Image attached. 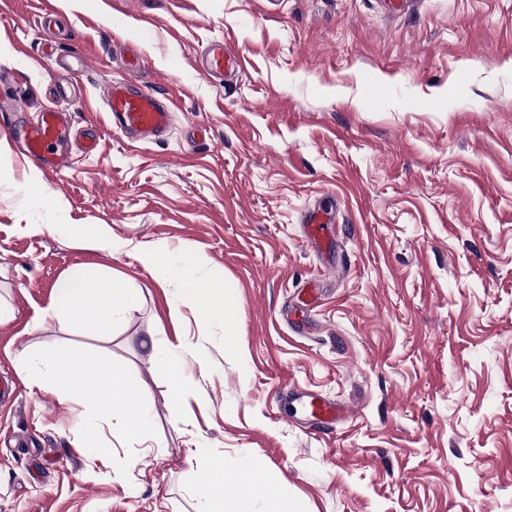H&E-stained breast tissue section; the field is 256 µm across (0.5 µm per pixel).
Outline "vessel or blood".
<instances>
[{"mask_svg":"<svg viewBox=\"0 0 512 512\" xmlns=\"http://www.w3.org/2000/svg\"><path fill=\"white\" fill-rule=\"evenodd\" d=\"M237 63L235 51L224 43H213L205 51V60L200 66L203 74L220 76ZM103 100L113 126L118 130L148 139L163 133L169 125L173 101L162 100L157 94L133 89L128 81H111L105 86ZM79 103L68 109L48 108L41 112L36 122L19 130L24 152L31 161L39 163L47 172L59 173L69 165L66 143L73 113L78 112ZM304 411L326 424L341 422L350 414L349 406L315 395H305Z\"/></svg>","mask_w":512,"mask_h":512,"instance_id":"obj_1","label":"vessel or blood"}]
</instances>
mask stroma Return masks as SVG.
I'll return each instance as SVG.
<instances>
[{
	"label": "stroma",
	"mask_w": 512,
	"mask_h": 512,
	"mask_svg": "<svg viewBox=\"0 0 512 512\" xmlns=\"http://www.w3.org/2000/svg\"><path fill=\"white\" fill-rule=\"evenodd\" d=\"M39 2L0 0V512H195L209 457L270 473L248 512L281 490L306 512H512V0L397 17L377 0H56L54 23ZM216 40L243 61L226 78L195 67ZM120 79L176 102L163 139L112 129L103 87ZM59 80L100 145L71 142L49 174L7 127L65 106ZM32 175L42 197L20 204ZM323 201L335 235L316 244L304 221ZM65 224L125 246L78 247ZM140 245L200 252L232 283L238 353L221 320L172 312ZM77 265L141 288L112 335L45 318ZM59 348L124 369L144 440L20 373L23 353ZM172 350L185 395L160 364ZM296 392L353 415L316 427ZM86 426L103 450L82 447Z\"/></svg>",
	"instance_id": "obj_1"
}]
</instances>
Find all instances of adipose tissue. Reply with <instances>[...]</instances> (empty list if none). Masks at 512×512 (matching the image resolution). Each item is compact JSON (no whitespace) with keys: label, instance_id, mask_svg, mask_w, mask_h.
I'll return each instance as SVG.
<instances>
[{"label":"adipose tissue","instance_id":"ef3b65f1","mask_svg":"<svg viewBox=\"0 0 512 512\" xmlns=\"http://www.w3.org/2000/svg\"><path fill=\"white\" fill-rule=\"evenodd\" d=\"M139 262L159 271L165 282L176 285L174 309L191 308L199 319H222L225 336L237 333L234 316L239 309L236 288L220 276L201 272L203 257L195 252H169L157 246L138 250ZM139 289L113 280L98 268L77 266L61 280L45 312L47 318L85 336H101L111 331L116 320L137 305ZM81 351L60 353L38 350L32 355L34 381L43 388L59 389L78 400H93L100 411L120 417L126 433L141 438L147 426V415L139 393L119 369L94 378L83 371ZM205 482L196 492V512H237L233 500L226 497V485H234L239 496L252 495L263 479L259 464L233 467L220 459L209 460L204 468Z\"/></svg>","mask_w":512,"mask_h":512}]
</instances>
